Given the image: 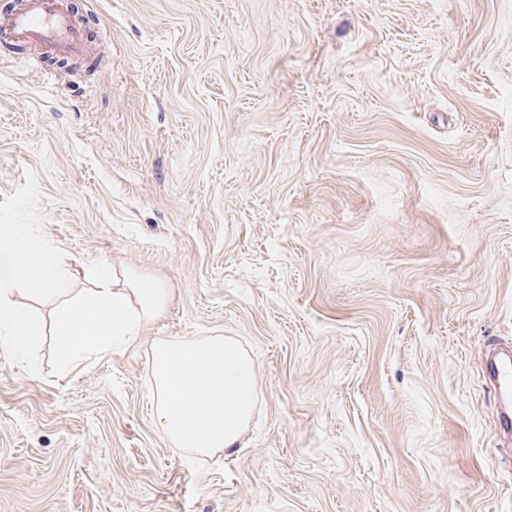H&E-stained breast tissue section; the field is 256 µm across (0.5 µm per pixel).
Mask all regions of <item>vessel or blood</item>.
I'll list each match as a JSON object with an SVG mask.
<instances>
[{
    "mask_svg": "<svg viewBox=\"0 0 512 512\" xmlns=\"http://www.w3.org/2000/svg\"><path fill=\"white\" fill-rule=\"evenodd\" d=\"M0 38L40 46L45 53L78 58L88 53L85 31L67 0H21L9 15ZM486 371L499 395V425L512 435V349L499 347L487 356Z\"/></svg>",
    "mask_w": 512,
    "mask_h": 512,
    "instance_id": "1",
    "label": "vessel or blood"
}]
</instances>
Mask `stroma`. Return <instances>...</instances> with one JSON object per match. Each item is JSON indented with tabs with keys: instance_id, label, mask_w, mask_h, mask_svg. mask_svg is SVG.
<instances>
[{
	"instance_id": "stroma-1",
	"label": "stroma",
	"mask_w": 512,
	"mask_h": 512,
	"mask_svg": "<svg viewBox=\"0 0 512 512\" xmlns=\"http://www.w3.org/2000/svg\"><path fill=\"white\" fill-rule=\"evenodd\" d=\"M69 2L97 68L0 43V222L164 281L256 400L199 455L140 346L0 343V512H512V0ZM486 371L499 395V425L504 436L512 435V350L498 347L488 352Z\"/></svg>"
}]
</instances>
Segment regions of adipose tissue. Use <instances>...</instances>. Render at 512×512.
Segmentation results:
<instances>
[{"mask_svg": "<svg viewBox=\"0 0 512 512\" xmlns=\"http://www.w3.org/2000/svg\"><path fill=\"white\" fill-rule=\"evenodd\" d=\"M169 298L162 281L124 264L104 261L73 276L53 244L23 225L0 224V332L16 354L50 335L57 364L69 369L91 356L143 345L153 417L163 437L201 455L233 451L254 408V361L226 336L153 335ZM28 301L49 302L48 319L32 316Z\"/></svg>", "mask_w": 512, "mask_h": 512, "instance_id": "ef3b65f1", "label": "adipose tissue"}]
</instances>
